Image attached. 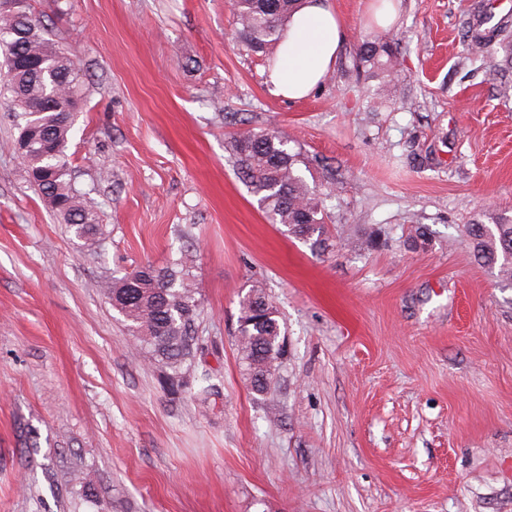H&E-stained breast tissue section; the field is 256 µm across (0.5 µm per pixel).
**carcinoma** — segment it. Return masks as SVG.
Wrapping results in <instances>:
<instances>
[{"instance_id":"1","label":"carcinoma","mask_w":512,"mask_h":512,"mask_svg":"<svg viewBox=\"0 0 512 512\" xmlns=\"http://www.w3.org/2000/svg\"><path fill=\"white\" fill-rule=\"evenodd\" d=\"M236 17L237 35L254 53H264L279 40L281 28L301 5V0H278L274 11L265 10L266 0H230ZM500 23L483 34L472 35V49L486 52L505 32ZM23 30L27 38L20 55L31 59L52 56V69L40 75L26 70L7 78V86L18 119L36 124L58 149L53 162L57 172L48 180L35 183L43 201L68 224L75 237L100 235L95 210L84 204L71 182L66 153L74 121L62 112L49 110V102L76 105L82 100V80L71 73L76 64L61 51L42 20L29 12L23 17L0 15V33ZM359 65L367 68L383 84L397 76V57L384 34L366 39L357 54ZM238 173L248 184L258 204L272 224L285 227L296 238L324 243L326 194L310 186L298 171L300 154L288 139L272 132L246 130L229 142ZM463 234L483 263L498 268V275L512 283V216L497 215L490 224H467ZM106 295L120 304L130 335L151 359L170 371V385L183 380V371L193 357L195 338L191 324L199 315L197 286L186 265L156 268L150 264L102 284ZM237 350L244 375L257 395L267 393L282 351L281 327L273 305L263 288L252 286L240 299ZM194 400L204 404L214 392L207 374L194 378Z\"/></svg>"}]
</instances>
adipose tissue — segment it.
Wrapping results in <instances>:
<instances>
[{
  "label": "adipose tissue",
  "instance_id": "ef3b65f1",
  "mask_svg": "<svg viewBox=\"0 0 512 512\" xmlns=\"http://www.w3.org/2000/svg\"><path fill=\"white\" fill-rule=\"evenodd\" d=\"M344 39L343 23L329 0H303L280 32L269 74L274 92L288 100L309 96L335 63Z\"/></svg>",
  "mask_w": 512,
  "mask_h": 512
}]
</instances>
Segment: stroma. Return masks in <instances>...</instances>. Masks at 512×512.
Masks as SVG:
<instances>
[{"label": "stroma", "mask_w": 512, "mask_h": 512, "mask_svg": "<svg viewBox=\"0 0 512 512\" xmlns=\"http://www.w3.org/2000/svg\"><path fill=\"white\" fill-rule=\"evenodd\" d=\"M331 2L339 56L288 101L227 0H31L83 76L67 155L103 234L44 204L0 98V512H512V284L462 234L512 215V60L467 41L512 0H402L379 107L354 65L376 0ZM245 129L328 191V250L267 220L226 149ZM182 256L205 408L99 286ZM256 284L286 341L263 397L235 346Z\"/></svg>", "instance_id": "35a3bbf8"}]
</instances>
